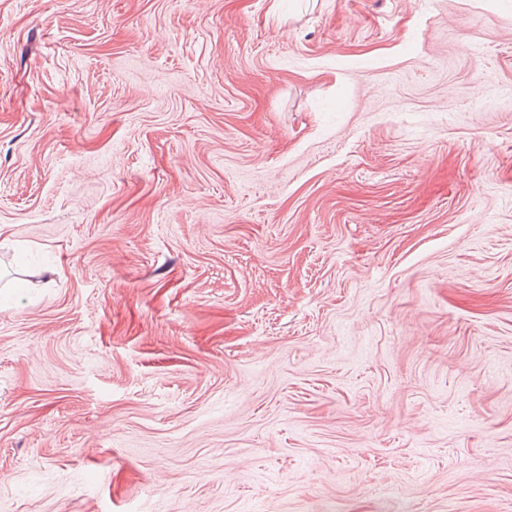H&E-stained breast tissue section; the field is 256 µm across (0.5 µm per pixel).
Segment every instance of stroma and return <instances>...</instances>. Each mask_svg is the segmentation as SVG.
<instances>
[{
    "label": "stroma",
    "mask_w": 512,
    "mask_h": 512,
    "mask_svg": "<svg viewBox=\"0 0 512 512\" xmlns=\"http://www.w3.org/2000/svg\"><path fill=\"white\" fill-rule=\"evenodd\" d=\"M0 512H512V0H0Z\"/></svg>",
    "instance_id": "stroma-1"
}]
</instances>
